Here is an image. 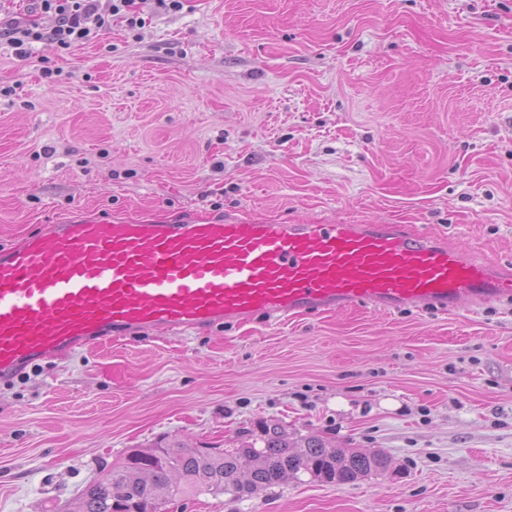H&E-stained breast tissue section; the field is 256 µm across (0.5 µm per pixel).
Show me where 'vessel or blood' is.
<instances>
[{
    "label": "vessel or blood",
    "mask_w": 512,
    "mask_h": 512,
    "mask_svg": "<svg viewBox=\"0 0 512 512\" xmlns=\"http://www.w3.org/2000/svg\"><path fill=\"white\" fill-rule=\"evenodd\" d=\"M512 304V273L400 224L65 220L0 249V380L164 328Z\"/></svg>",
    "instance_id": "obj_1"
}]
</instances>
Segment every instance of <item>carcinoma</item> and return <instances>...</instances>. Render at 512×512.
I'll list each match as a JSON object with an SVG mask.
<instances>
[{
	"label": "carcinoma",
	"instance_id": "cac0c4a2",
	"mask_svg": "<svg viewBox=\"0 0 512 512\" xmlns=\"http://www.w3.org/2000/svg\"><path fill=\"white\" fill-rule=\"evenodd\" d=\"M388 466L380 453L339 451L317 435L291 440L278 424L265 426L260 442L232 450L206 451L164 438L148 449L129 448L99 469L65 512H162L174 499L202 492L251 498L300 473L345 485Z\"/></svg>",
	"mask_w": 512,
	"mask_h": 512
}]
</instances>
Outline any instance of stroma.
I'll return each mask as SVG.
<instances>
[{
    "label": "stroma",
    "instance_id": "stroma-1",
    "mask_svg": "<svg viewBox=\"0 0 512 512\" xmlns=\"http://www.w3.org/2000/svg\"><path fill=\"white\" fill-rule=\"evenodd\" d=\"M143 9L138 32L116 20L66 51L0 45V247L88 209L407 224L512 267V0ZM267 424L390 466L168 512H512V307L350 310L58 355L0 385V512H60L130 448H235Z\"/></svg>",
    "mask_w": 512,
    "mask_h": 512
}]
</instances>
